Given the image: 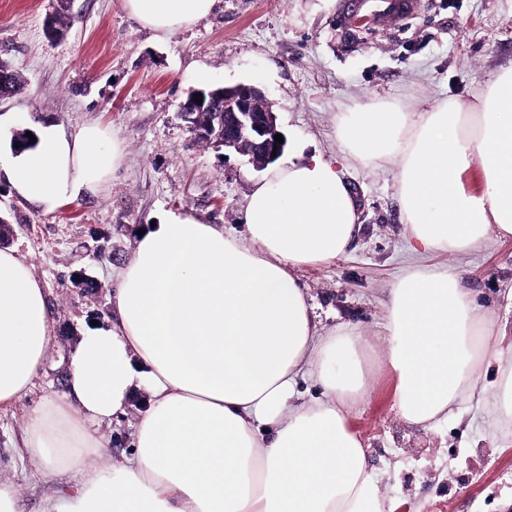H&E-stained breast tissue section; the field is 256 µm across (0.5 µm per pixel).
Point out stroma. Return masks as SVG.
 Instances as JSON below:
<instances>
[{"label": "stroma", "mask_w": 512, "mask_h": 512, "mask_svg": "<svg viewBox=\"0 0 512 512\" xmlns=\"http://www.w3.org/2000/svg\"><path fill=\"white\" fill-rule=\"evenodd\" d=\"M53 0H0V61L21 89L0 98V153L22 129L65 134L96 123L121 141L118 173L97 193L48 209L13 195L0 173L1 245L25 254L43 284L54 336L35 386L0 406V476L19 488V512H51L77 475L49 472L26 446L30 415L68 390L69 364L83 331L113 314L115 275L131 258L138 230L186 213L244 236L243 208L262 176L247 157L195 140L179 104L195 89L258 82L286 141L284 157L337 164L360 221L346 254L294 275L315 307L320 334L347 326L381 341L391 285L416 267H445L493 324L496 349L512 350V238L490 237L449 255L424 253L402 219L393 164L366 168L345 158L336 126L347 106L391 100L414 110L444 101L474 104L488 77L512 65V0H413L400 16L356 28L349 0H218L189 29L158 37L122 0H71L63 40L47 36ZM347 426L368 449L391 512H512V431L493 416L499 374L487 364L482 395L447 420L411 425L397 413V380L382 351ZM144 395L100 427L101 462L132 453Z\"/></svg>", "instance_id": "stroma-1"}]
</instances>
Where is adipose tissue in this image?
<instances>
[{"instance_id": "1", "label": "adipose tissue", "mask_w": 512, "mask_h": 512, "mask_svg": "<svg viewBox=\"0 0 512 512\" xmlns=\"http://www.w3.org/2000/svg\"><path fill=\"white\" fill-rule=\"evenodd\" d=\"M129 16L166 37L208 17L216 0H123ZM350 160L395 161L410 237L425 252L463 253L512 236V66L493 73L475 106L443 102L412 112L387 102L341 113ZM121 142L99 126L67 135L42 127L9 156L21 198L53 207L109 182ZM483 179L465 191L462 173ZM358 221L337 166L288 158L247 198L239 240L216 224L169 213L141 235L114 291L112 326L83 333L69 390L28 422V448L45 470L78 469L55 512H387L349 411L367 393L372 340L341 327L321 335L293 268L342 257ZM386 361L397 409L436 423L498 362L497 418L512 421V362L460 274L417 268L386 304ZM53 339L43 288L17 249L0 250V404L27 395ZM314 369L322 397L294 403ZM148 406L133 452L101 466L96 427L124 412L134 390Z\"/></svg>"}]
</instances>
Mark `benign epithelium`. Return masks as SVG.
<instances>
[{"label": "benign epithelium", "mask_w": 512, "mask_h": 512, "mask_svg": "<svg viewBox=\"0 0 512 512\" xmlns=\"http://www.w3.org/2000/svg\"><path fill=\"white\" fill-rule=\"evenodd\" d=\"M203 96L197 103L194 97ZM189 105L207 109L212 119L205 127H192L198 140L209 139L226 149L249 157L263 168L281 154L284 144L275 141L279 133L276 115L262 91L254 84L240 83L214 90H197Z\"/></svg>", "instance_id": "obj_1"}]
</instances>
